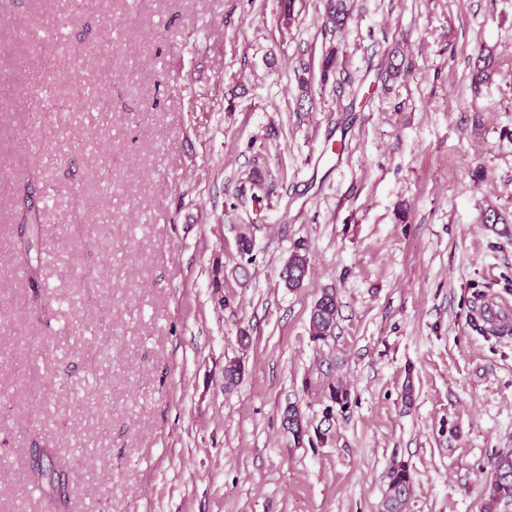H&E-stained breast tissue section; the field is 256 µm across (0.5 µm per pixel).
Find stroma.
Listing matches in <instances>:
<instances>
[{"mask_svg": "<svg viewBox=\"0 0 512 512\" xmlns=\"http://www.w3.org/2000/svg\"><path fill=\"white\" fill-rule=\"evenodd\" d=\"M351 8L7 0L0 512H383L401 462L407 512H482L512 452V324L470 326L512 305V0ZM302 250H305L303 245L296 246V250L288 260V269L284 267L280 273L281 278L289 288L299 287L308 274L309 261ZM337 302L332 291L326 290L315 303L310 316L309 329L316 340L332 336L336 327ZM413 486V479L405 463L393 465L389 473V483L383 502L384 512H403Z\"/></svg>", "mask_w": 512, "mask_h": 512, "instance_id": "35a3bbf8", "label": "stroma"}]
</instances>
